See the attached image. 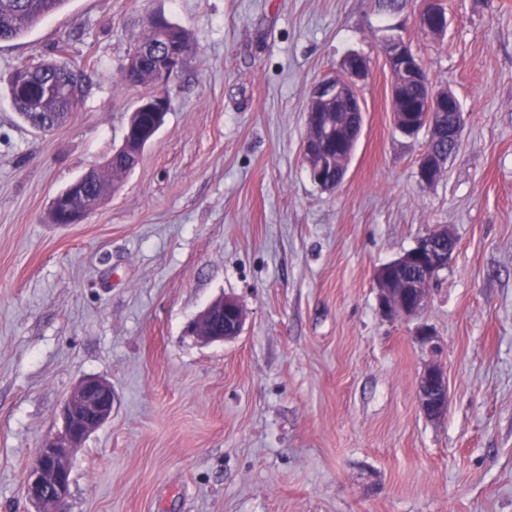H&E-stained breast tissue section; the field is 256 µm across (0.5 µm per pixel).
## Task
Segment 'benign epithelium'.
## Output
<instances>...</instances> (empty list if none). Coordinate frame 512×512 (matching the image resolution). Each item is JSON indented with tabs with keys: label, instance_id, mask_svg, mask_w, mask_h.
Instances as JSON below:
<instances>
[{
	"label": "benign epithelium",
	"instance_id": "obj_1",
	"mask_svg": "<svg viewBox=\"0 0 512 512\" xmlns=\"http://www.w3.org/2000/svg\"><path fill=\"white\" fill-rule=\"evenodd\" d=\"M418 23L432 36L444 35L448 18L441 0H427L426 7L418 16ZM138 54L154 59V85L160 88L168 84L185 61L184 53L168 41L157 48L142 47ZM385 58L393 80L391 98L396 128L407 137L416 136L424 128L429 130V146L418 160L417 174L420 182L431 183L443 170V160L436 154L434 145L444 138L450 144L460 142L464 123L460 103L452 92L433 89L418 58L401 36L391 35L386 39ZM341 70L342 76L315 87L307 102V115L333 111L338 127L342 125L344 114L363 111L357 85L368 75V64L361 55L351 52L345 56ZM12 80L19 92L28 93L31 100H36L35 87L31 85L27 71H16ZM407 83L426 89L425 96L413 112L403 110L399 95L400 88ZM138 109L142 114H153L158 121L138 129L140 146L126 152L128 162L133 165L161 127L169 111V97L162 91L152 94L141 100ZM441 112L456 113L455 121L446 128L438 122ZM315 141L316 138L310 135L305 137L304 159L314 183L332 191L337 185L330 173L334 169L346 173L350 155L324 156L316 151ZM456 246V239L448 228L439 226L401 257L378 269L375 282L381 313L390 318L414 316L427 299L424 285L432 283L441 271L448 268ZM244 321L245 313L238 301L225 297L210 303L188 326V332L209 342H222L235 337ZM418 398L427 418L440 419L447 414L448 382L440 364L425 366L419 378ZM62 415V431L42 444L26 472V492L37 506L36 512H65L64 505L70 495L72 457L86 439L112 417V385L96 377L81 380L65 400Z\"/></svg>",
	"mask_w": 512,
	"mask_h": 512
}]
</instances>
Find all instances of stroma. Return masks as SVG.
<instances>
[{
	"instance_id": "1",
	"label": "stroma",
	"mask_w": 512,
	"mask_h": 512,
	"mask_svg": "<svg viewBox=\"0 0 512 512\" xmlns=\"http://www.w3.org/2000/svg\"><path fill=\"white\" fill-rule=\"evenodd\" d=\"M445 2L435 38L426 0H67L0 43V512H35L26 470L87 376L111 383L112 416L73 457L67 512H512V0ZM155 14L190 37L166 121L82 223H52L123 142L146 90L121 73ZM391 34L464 115L430 185L428 131L394 126ZM60 46L82 100L44 133L8 78ZM351 51L364 124L326 191L305 109ZM439 225L448 268L416 316L385 317L376 270ZM221 297L241 333L188 335ZM433 361L438 420L417 399ZM417 21L421 28L432 36H443L448 28L446 10L440 0L427 1ZM315 141L316 138L306 135L303 142V155L308 165L311 179L322 189L334 191L340 183L336 177L335 185L334 180L330 177L332 167H335L344 177L351 153L333 158L324 156L316 151ZM421 410L429 419H440L448 411V382L446 372L438 363H429L418 383Z\"/></svg>"
}]
</instances>
